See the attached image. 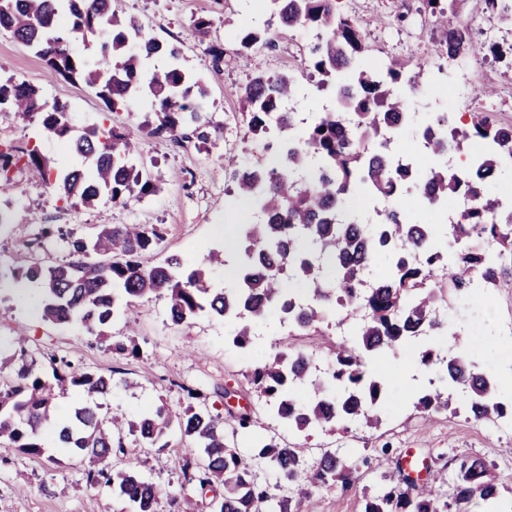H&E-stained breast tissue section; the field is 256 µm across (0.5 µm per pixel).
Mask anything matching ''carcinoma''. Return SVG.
Returning a JSON list of instances; mask_svg holds the SVG:
<instances>
[{"label":"carcinoma","instance_id":"cac0c4a2","mask_svg":"<svg viewBox=\"0 0 512 512\" xmlns=\"http://www.w3.org/2000/svg\"><path fill=\"white\" fill-rule=\"evenodd\" d=\"M112 0H0V29L36 50L46 65L65 80L81 81L96 90L106 108L129 107L152 98L155 122L117 128L94 125L71 136L67 106L49 104L33 86L0 82V112L37 117L48 135L68 139L76 154L94 160L86 171L63 170L38 146L0 150V193L11 186L9 173L18 167L60 186L61 199L72 208H89L107 198L127 205L154 194L155 179L137 164L143 138L165 135L175 142L193 129L203 141L205 128L221 131L200 111L207 95L202 78L181 63V49L162 42L133 21L120 18ZM264 20L243 28L241 48L270 47L281 27L310 29L316 42L305 66L320 76L318 91L332 88L337 108L301 125L296 113L284 111L294 98L297 80L291 71L257 73L242 88L241 115L246 135L267 141V161L249 168L227 157L232 168L228 190L243 204L249 219L234 225L233 240L212 248L202 261L189 265L179 254L145 265L140 258L157 248L161 235L149 224L105 225L90 243H72V259L46 264L38 259L9 271L16 281L42 285L41 318L51 325H80L97 336L119 358H140L133 336L111 335L107 329L130 322L136 299L163 296L172 324L189 326L201 316L234 326L232 345L247 350L252 330L273 321L288 323V336L274 349L252 360L248 381L267 411L298 435L363 421L381 423L378 411L389 407L387 380L371 366L409 344L423 347L416 369L435 372L451 391H462L467 411L477 421L506 414L499 383L480 370L469 334L453 329L439 314L463 294H486L512 282V197L492 193L486 178L512 177V124L474 112L468 124L458 121L433 129L434 118L409 110L406 89L425 82V67L407 71L408 62L392 58L371 67L369 46L360 21L347 11V0H264ZM461 0H422L444 40L439 46L450 59L477 55L512 66V43L478 41L459 19ZM482 15L501 26L512 25V0H482ZM107 32L95 62L75 55L70 40ZM162 65L148 68V60ZM353 113L354 131L340 126L342 113ZM408 132L426 139L431 164L417 171L388 152H370L386 134ZM464 155L485 170L478 180L449 163ZM467 191L473 206L464 224H439L436 214ZM359 200L377 203V220L367 219ZM490 238L497 250L474 245ZM231 268V278L218 286L212 271ZM354 323L350 338L336 344L328 367L292 337L318 331L329 312ZM452 333L455 351L441 355L426 340ZM40 351L20 346L0 358V446L39 456L46 448L40 426L48 420L55 387L80 390L86 403L75 408L56 430L54 443L69 454L89 459L91 486H110L130 512H164L163 494L136 471L118 469L114 460L130 454L125 443L154 447L172 432L202 449L197 460L180 465L184 484L200 491L222 492L210 501L211 512H301L302 499L332 484L358 479L353 461L326 451L317 465L308 464L298 445L283 446L256 432L263 427L256 410L224 418L192 402L172 410L162 404L136 419L102 412L97 397L124 379L76 371L63 358H49L52 379L36 371ZM16 360L17 376L5 375ZM414 408L440 414L450 397L436 388L413 398ZM253 434L254 459L247 460L225 433ZM276 474L271 485L257 477L255 466ZM480 501L487 512L501 510L499 483L486 463L473 456L456 460L450 493L426 486L396 483L365 500L363 512H472Z\"/></svg>","mask_w":512,"mask_h":512}]
</instances>
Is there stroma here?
<instances>
[{
  "instance_id": "obj_1",
  "label": "stroma",
  "mask_w": 512,
  "mask_h": 512,
  "mask_svg": "<svg viewBox=\"0 0 512 512\" xmlns=\"http://www.w3.org/2000/svg\"><path fill=\"white\" fill-rule=\"evenodd\" d=\"M112 7L120 17L135 19L152 36L180 44L184 67L198 72L207 88L202 109L222 127L223 135L213 145L193 139L179 146L164 136L147 138L140 159L160 190L125 207L103 201L91 208H71L47 183L31 179L27 171H12L13 187L0 195V209L12 215L10 224L0 226V267L25 266L34 255L51 264L66 262L73 241L91 240L102 226L112 224L155 225L162 235L161 250L199 261L209 248L224 243L231 202L226 193L231 179L224 170L225 157L253 165L267 155L263 141L246 135L239 112L241 88L257 72L292 71L298 77L293 99L298 111L335 108L329 94L311 92L303 67L313 40L310 30L282 28L274 47L241 49L236 33L253 15L250 0H112ZM348 8L364 24L373 59L396 56L428 67L427 85L410 94L412 108L420 112L445 108V100L432 90L445 81L448 59L432 53L441 33L421 0H349ZM199 17L211 23L202 40L189 33L192 20ZM211 43L224 48V61L216 68L205 55ZM481 64L488 73V86L494 89L488 99L493 118L512 123V98L500 93L502 86L512 85V70L489 57ZM7 79L34 86L46 100L68 103L70 124L77 135L104 114L117 127L138 125L151 115L145 100L129 109L107 112L93 89L64 80L32 48L1 31L0 80ZM33 137L38 138L40 151L58 159L63 167L83 168L80 156L56 138L41 134L36 122L0 112V144L22 147ZM49 224L57 232L47 238L42 229ZM30 289L24 298L11 280L0 283V350L18 349L23 338L37 344L44 355L65 359L75 370L108 375L117 368L124 377L139 380V387H119L103 396L104 408L132 416L162 403L176 410L185 401L182 388L186 385L198 389L210 411L224 417L242 406H256L257 394L246 378L249 364L225 344L231 329L223 321L202 317L187 327L174 326L167 319L165 299L133 303L132 332L142 355L123 359L99 348L84 329L43 322L35 312L40 286L34 283ZM443 314L476 330L472 347L483 369L500 379L512 373V285L454 302ZM380 369L391 384L395 407L379 428L353 423L335 433L312 432L303 443L309 462H316L321 451L330 448L357 460L367 459V466L361 467L359 480L350 486L335 484L314 493L304 512H362L367 497L403 481L401 461L409 451L441 487H449L455 478V458L472 455L482 458L500 483L512 488V419L486 423L461 411L434 416L420 413L410 402L419 389L412 377L410 355L388 358ZM168 441L165 448L138 449L117 465L137 469L157 484L168 498L167 512H178L180 463L197 450L176 434ZM88 467V461L53 446L43 457L0 447V512H127L126 503L111 488L87 484Z\"/></svg>"
}]
</instances>
